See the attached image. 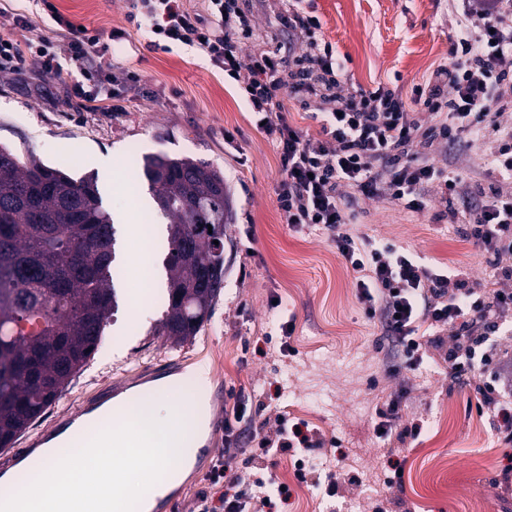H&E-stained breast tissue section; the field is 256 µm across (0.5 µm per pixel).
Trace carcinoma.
Returning <instances> with one entry per match:
<instances>
[{"label": "carcinoma", "instance_id": "1", "mask_svg": "<svg viewBox=\"0 0 512 512\" xmlns=\"http://www.w3.org/2000/svg\"><path fill=\"white\" fill-rule=\"evenodd\" d=\"M143 174L170 219L168 307L156 331L195 336L224 288L232 216L224 173L190 157L149 155ZM115 230L96 183L0 146V449L82 371L118 307ZM210 273L213 284L199 280Z\"/></svg>", "mask_w": 512, "mask_h": 512}]
</instances>
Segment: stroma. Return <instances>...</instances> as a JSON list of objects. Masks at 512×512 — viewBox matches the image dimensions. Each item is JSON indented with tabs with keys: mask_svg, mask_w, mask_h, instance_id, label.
<instances>
[{
	"mask_svg": "<svg viewBox=\"0 0 512 512\" xmlns=\"http://www.w3.org/2000/svg\"><path fill=\"white\" fill-rule=\"evenodd\" d=\"M75 23L103 34L123 32L112 60L141 77L125 111H83L61 85L31 91L0 75V145L33 152L74 178L95 175L116 229L115 277L119 308L88 365L20 437L24 447L38 433L76 412L113 386L128 396L148 395L135 379L145 371L181 362L171 379L187 397L209 398L214 388L239 398L211 402L210 415L242 403L264 434L274 435L276 408L310 404L301 420L335 453L317 457L318 468L351 473L355 482L323 498L321 512H512V443L476 411L475 386L453 385L440 349L429 348L417 370H407L384 339L379 320L367 318L357 298L355 275L329 233L318 226L294 231L277 207L280 161L257 128L238 87L225 82L196 49H153L150 35L127 20V0H57ZM325 40L345 55L347 84L397 89L404 102L448 59L456 34L446 0H307ZM137 153H130V146ZM190 156L224 174L233 221L224 240V288L196 336L176 345L157 335L163 307L142 300V285L129 268L131 225L151 217L157 230L154 272L165 277L167 218L142 176L147 154ZM359 233L402 245L430 266L487 277L482 250L457 224L438 222L440 203L413 212L384 199L361 201ZM292 320L290 338L278 324ZM210 368L208 388L193 367ZM399 403V423L423 422L417 439L378 438L377 412ZM448 429L434 431L440 413ZM401 483L388 485L392 463Z\"/></svg>",
	"mask_w": 512,
	"mask_h": 512,
	"instance_id": "35a3bbf8",
	"label": "stroma"
}]
</instances>
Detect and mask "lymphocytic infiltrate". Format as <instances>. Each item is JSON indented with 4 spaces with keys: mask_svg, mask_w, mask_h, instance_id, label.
I'll list each match as a JSON object with an SVG mask.
<instances>
[{
    "mask_svg": "<svg viewBox=\"0 0 512 512\" xmlns=\"http://www.w3.org/2000/svg\"><path fill=\"white\" fill-rule=\"evenodd\" d=\"M274 17L259 33L254 2ZM129 20L152 33V44H182L200 51L225 80L237 84L256 125L281 163L277 202L283 223L328 230L339 254L357 272V297L368 318L379 320L407 369L427 352L421 326L439 330L434 345H447L450 378L469 383L483 375L476 411L488 415L505 442H512V344L502 326L512 319V0H448L457 28L445 64L406 105L395 89L344 86V62L321 35L317 16L302 0H203L190 10L185 0H130ZM49 19L33 35L35 19ZM101 32L79 28L54 0L18 7L13 27L0 35V72L32 81L35 88L60 82L68 98L89 111L109 104L123 111L138 72L116 66ZM297 99L321 126V137L290 124L282 94ZM488 166L489 180L476 179L473 153ZM383 198L420 212L444 203L449 223H464V236L488 255V279L457 268L429 267L393 243L355 237L359 202ZM242 415L224 421L223 457L207 479L219 497L199 494L194 512H267L287 501L285 480L266 459L294 453L293 478L336 496L343 474L319 473L309 464L325 449L323 437L298 431L277 415L275 437L246 448ZM252 467L232 481L236 462Z\"/></svg>",
    "mask_w": 512,
    "mask_h": 512,
    "instance_id": "f902f5d3",
    "label": "lymphocytic infiltrate"
}]
</instances>
